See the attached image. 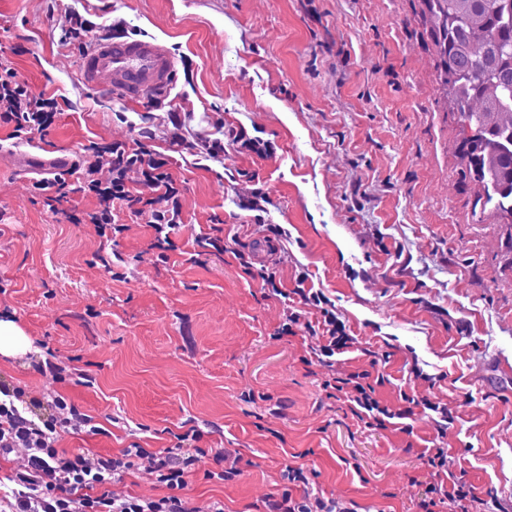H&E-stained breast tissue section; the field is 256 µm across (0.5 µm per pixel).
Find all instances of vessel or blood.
I'll use <instances>...</instances> for the list:
<instances>
[{
    "instance_id": "1",
    "label": "vessel or blood",
    "mask_w": 512,
    "mask_h": 512,
    "mask_svg": "<svg viewBox=\"0 0 512 512\" xmlns=\"http://www.w3.org/2000/svg\"><path fill=\"white\" fill-rule=\"evenodd\" d=\"M174 76V61L168 49L152 40L115 38L96 44L87 54L82 77L90 87L106 84L127 101L167 88Z\"/></svg>"
}]
</instances>
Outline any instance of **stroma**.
Segmentation results:
<instances>
[{"label":"stroma","instance_id":"35a3bbf8","mask_svg":"<svg viewBox=\"0 0 512 512\" xmlns=\"http://www.w3.org/2000/svg\"><path fill=\"white\" fill-rule=\"evenodd\" d=\"M69 10L168 47V106L84 86V50L58 40ZM432 27L425 0H0V57L62 108L32 154L74 161L91 140L141 141L169 155L181 192L173 249H152L153 230L125 212L110 244L50 211L37 170L0 152V318L30 340L0 356V378L33 397L58 392L100 428L61 434L59 451L157 452L200 426V447L240 456L243 474L206 479L202 459L193 504L256 512L285 467L302 465L355 512H418L428 451L444 448L454 478L512 512V216L475 207L478 187L460 174ZM241 130L267 152L241 147ZM216 140L221 157L201 159ZM255 189L270 198L261 214L241 207ZM216 228L255 273L199 254L196 238ZM114 252L126 280L104 265ZM263 267L282 295L263 287ZM300 284L329 297L355 339L332 367L308 363L310 337L276 335ZM51 356L92 384L40 374ZM363 371L406 418L367 426L325 385ZM422 399L452 409L447 428Z\"/></svg>","mask_w":512,"mask_h":512}]
</instances>
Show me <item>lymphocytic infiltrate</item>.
I'll return each mask as SVG.
<instances>
[{
    "label": "lymphocytic infiltrate",
    "mask_w": 512,
    "mask_h": 512,
    "mask_svg": "<svg viewBox=\"0 0 512 512\" xmlns=\"http://www.w3.org/2000/svg\"><path fill=\"white\" fill-rule=\"evenodd\" d=\"M60 110L55 96L33 93L12 64L0 61V123L11 126V139L29 143L45 137ZM167 164L164 155L143 146L131 149L122 142L92 141L85 145L81 161L36 180L34 187L42 192L54 191L60 200L73 191L95 197V209L72 215L71 220L94 225L101 235L125 232V225L114 219L115 209L125 208L153 229L154 246L160 249L170 244V235L180 224L182 207ZM295 293L301 305L289 308L282 333L299 331L314 338V358L318 363L332 364L334 356L343 353L351 342L335 304L319 290L299 287ZM312 309L319 312V319L310 320L308 312ZM332 387L347 397L368 426L382 428L395 417L374 398L365 374L335 377ZM66 431L95 434L99 428L91 415L61 395L41 400L28 396L22 387L0 380V456L20 453L25 457L21 468L14 470L7 481H0V512H224L220 501L203 507L190 505L186 496L188 478L207 455L215 467L206 471V478L224 482L241 474L223 449L199 447L202 433L194 428L179 434L175 447L159 452L127 448L115 456L60 453L56 442ZM428 463L434 477L432 492H446L460 512H474L482 505L475 487L449 482L447 449H435ZM141 468L165 488V495L139 498L112 491V484ZM282 479V491L265 501L266 512H352L339 502L313 494L304 467H285ZM297 488L302 491L298 497L293 494Z\"/></svg>",
    "instance_id": "obj_1"
}]
</instances>
